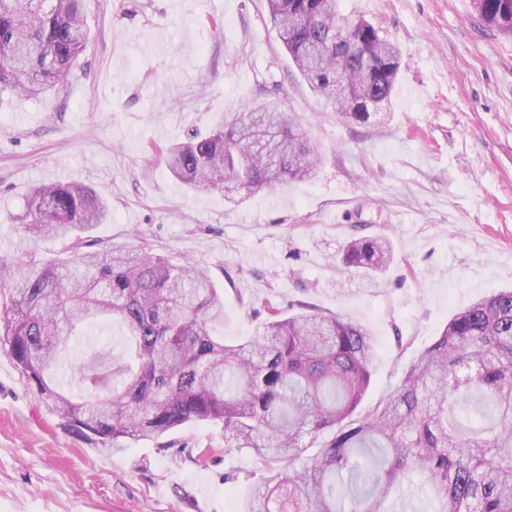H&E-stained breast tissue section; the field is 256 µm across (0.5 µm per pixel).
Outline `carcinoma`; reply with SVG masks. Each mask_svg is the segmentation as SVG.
<instances>
[{"mask_svg": "<svg viewBox=\"0 0 512 512\" xmlns=\"http://www.w3.org/2000/svg\"><path fill=\"white\" fill-rule=\"evenodd\" d=\"M270 20L313 92L344 119L366 123L390 101L399 52L371 23L351 20L338 0H268ZM84 0H0V96L59 90L86 47ZM480 19L512 37V0H474ZM192 190L248 193L312 178L318 152L293 112L262 103L224 126L165 150ZM25 232L68 238L72 255L29 253L3 272L0 345L61 425L100 448L151 441L221 424L224 447L247 450L266 472L243 512H361L384 507L413 473L433 512H512V289L457 311L386 397L362 411L372 383V333L346 315L304 303L261 332L224 341V298L206 268L176 265L145 245L91 235L107 216L85 185L43 184L25 201ZM386 236H354L345 269L381 272ZM93 318L120 325L132 364L95 357L78 392L58 382L60 355ZM481 416L454 421L459 407Z\"/></svg>", "mask_w": 512, "mask_h": 512, "instance_id": "cac0c4a2", "label": "carcinoma"}]
</instances>
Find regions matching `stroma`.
<instances>
[{
    "instance_id": "stroma-1",
    "label": "stroma",
    "mask_w": 512,
    "mask_h": 512,
    "mask_svg": "<svg viewBox=\"0 0 512 512\" xmlns=\"http://www.w3.org/2000/svg\"><path fill=\"white\" fill-rule=\"evenodd\" d=\"M399 49L389 107L368 125L326 109L268 21V0H84L88 41L66 85L0 103V266L28 244L20 216L47 183L106 200L97 237L146 238L151 253L206 266L224 292V338L255 333L254 312L304 301L367 325L376 363L362 405L386 395L448 319L512 288V38L473 0H340ZM266 100L297 113L319 153L315 177L247 196L190 191L159 148ZM387 234L385 271L340 270L345 242ZM108 353L118 324H87L65 372ZM162 452L92 448L65 431L0 348V512H242L262 473L192 425Z\"/></svg>"
}]
</instances>
